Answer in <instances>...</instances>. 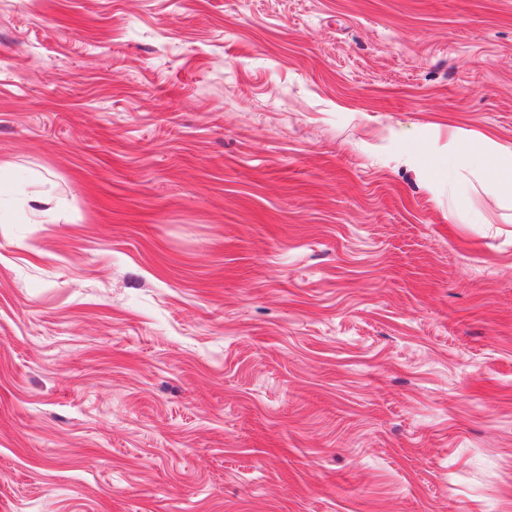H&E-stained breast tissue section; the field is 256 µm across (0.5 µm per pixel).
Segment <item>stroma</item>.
Segmentation results:
<instances>
[{"instance_id":"35a3bbf8","label":"stroma","mask_w":512,"mask_h":512,"mask_svg":"<svg viewBox=\"0 0 512 512\" xmlns=\"http://www.w3.org/2000/svg\"><path fill=\"white\" fill-rule=\"evenodd\" d=\"M512 0H0V512H512ZM398 136L413 146L412 161L430 183L434 184L446 169L448 192H452L454 187L450 173L459 168H475L484 175L487 187L494 196L511 197L512 200V147L493 143L487 137L472 139L453 133L448 158L441 161L428 154L424 135L403 131Z\"/></svg>"}]
</instances>
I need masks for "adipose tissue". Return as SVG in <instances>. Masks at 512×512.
<instances>
[{
  "mask_svg": "<svg viewBox=\"0 0 512 512\" xmlns=\"http://www.w3.org/2000/svg\"><path fill=\"white\" fill-rule=\"evenodd\" d=\"M400 137L412 145V161L429 182H436L444 172L469 167L483 174L493 195L512 198V147L493 143L486 137L472 139L455 134L448 156L442 161L428 154L424 135L404 131Z\"/></svg>",
  "mask_w": 512,
  "mask_h": 512,
  "instance_id": "obj_1",
  "label": "adipose tissue"
}]
</instances>
